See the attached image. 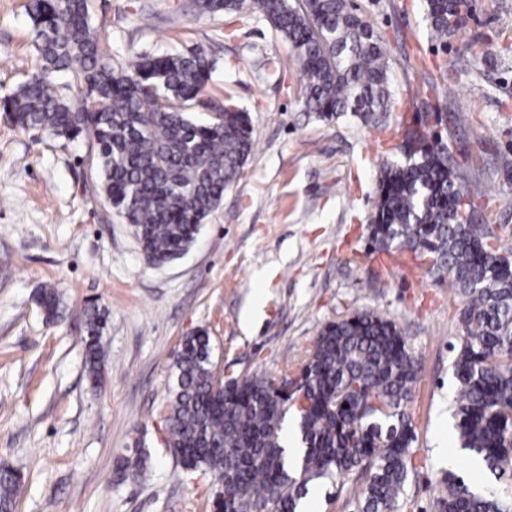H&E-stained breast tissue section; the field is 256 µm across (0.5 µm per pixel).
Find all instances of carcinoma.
Instances as JSON below:
<instances>
[{
	"label": "carcinoma",
	"instance_id": "1",
	"mask_svg": "<svg viewBox=\"0 0 512 512\" xmlns=\"http://www.w3.org/2000/svg\"><path fill=\"white\" fill-rule=\"evenodd\" d=\"M474 0H425L429 40L442 52L470 17ZM200 16H262L288 43L302 75L301 111L322 120L348 115L376 134L399 138L400 159L383 163L370 218V253L408 251L461 296L463 332L452 360L460 447L482 460L492 480L512 481V233L478 223L459 182L448 139L428 121L390 126L399 101L386 39L350 0H194ZM35 63L0 111L23 131L86 139L95 148L101 190L130 224L142 252L170 262L195 243L224 190L241 178L254 152L247 112L230 107L205 120L191 109L211 77L200 48L144 55L131 67L111 58L93 27L88 0H28ZM81 94L72 100L66 91ZM46 321L60 299L39 287ZM85 369L95 386L107 370L102 341L107 313L83 309ZM211 337L183 338L160 410L164 447L185 472L211 476L220 512H300L308 485L322 479L360 488V512H397L414 470L415 429L408 411L418 365L402 327L375 311L326 322L312 350L281 369L297 389L282 398L281 379L255 375L213 386ZM293 414L303 445L289 464L284 424ZM150 452L133 449L118 477L138 481ZM437 512H512L487 486L478 493L454 469L443 472ZM18 470L0 467V512H12Z\"/></svg>",
	"mask_w": 512,
	"mask_h": 512
}]
</instances>
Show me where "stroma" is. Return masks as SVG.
<instances>
[{
	"instance_id": "obj_1",
	"label": "stroma",
	"mask_w": 512,
	"mask_h": 512,
	"mask_svg": "<svg viewBox=\"0 0 512 512\" xmlns=\"http://www.w3.org/2000/svg\"><path fill=\"white\" fill-rule=\"evenodd\" d=\"M354 2L386 38L397 117L413 118V94L447 61L455 93L433 94L429 125L447 131L475 206L491 223L512 225V172L502 164L512 159V0H475L441 58L427 38L424 0ZM27 3L0 0V97L34 65ZM88 5L124 65L203 48L214 69L195 112L232 98L249 115L255 150L196 243L155 266L103 196L87 140L24 132L0 116V464L23 475L16 512H211L209 482L187 479L161 445L157 411L182 338L206 330L225 374L275 376L312 348L325 322L366 309L401 325L420 368L410 409L416 471L400 512H435L446 466L475 476L453 418L450 347L462 334L461 303L447 280L367 255L382 148L358 118L299 112L301 74L262 17L246 26L201 17L192 0ZM475 40L488 63L464 56ZM41 285L61 298L55 322L34 303ZM90 302L109 313L100 389L84 367L81 311ZM140 443L151 452L149 478L118 482L117 458ZM358 499L353 485L323 482L306 512H358Z\"/></svg>"
}]
</instances>
